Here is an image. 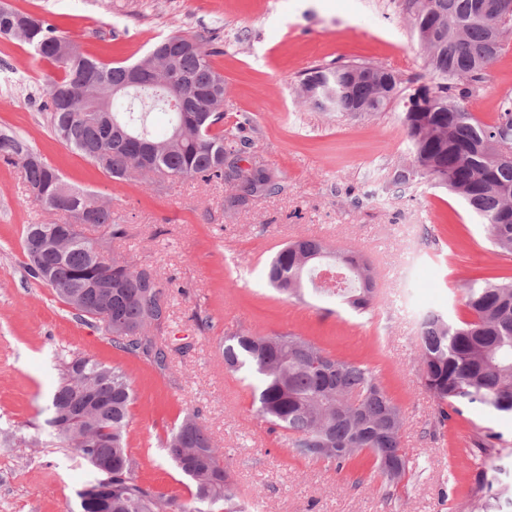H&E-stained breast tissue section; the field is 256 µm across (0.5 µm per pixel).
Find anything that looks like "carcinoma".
I'll use <instances>...</instances> for the list:
<instances>
[{
	"mask_svg": "<svg viewBox=\"0 0 512 512\" xmlns=\"http://www.w3.org/2000/svg\"><path fill=\"white\" fill-rule=\"evenodd\" d=\"M396 2L424 54L429 83L404 86L397 74L374 63L317 65L303 73L300 95L323 112L369 114L402 106L411 163L396 172L395 185L429 178L448 189L485 224L494 251L511 257L512 150L504 146H512V92L501 96L490 122L468 111L467 103L512 39V26L491 27L478 7L481 0ZM0 36L27 45L59 71L44 88L42 108L50 127L112 179L131 183L158 175L234 181L239 193L230 197L231 208L248 195L274 190L273 172L240 167L247 142L224 135L228 86L210 60L215 50L172 34L132 63L105 62L85 52L56 22L4 5ZM142 65L155 71L152 80L114 91ZM157 111L171 115L170 127L156 129ZM143 138L154 144L145 161ZM0 159L22 168L44 210L70 213L101 230L89 238L77 229L61 247L55 223L27 225L22 246L30 277L101 329L113 348L166 368L172 354L184 352L161 340L170 321L159 318L161 307L168 306L166 285L157 277L141 287L146 266L115 257L109 267L97 262L111 253L112 239L125 235L112 206L66 183L15 133H0ZM311 253L328 256L331 270L346 274L344 287L313 293L368 311L374 293L370 263L357 251L332 249L320 239L300 238L277 250L267 265L269 285L289 299L301 298L304 283L315 275L312 263L304 261ZM94 279L112 281V299L88 287ZM464 306L465 319L426 312L419 337L421 378L436 399L442 427L473 404L512 414V276L469 285ZM107 309L112 310L110 325L101 318ZM148 317L158 318V324L152 335L142 337L137 328ZM223 357L225 369L255 378L257 415L298 456L338 469L369 465L390 485L405 478V417L367 362L333 358L293 332H236L224 338ZM59 371L47 423L57 444L71 449L93 473L78 493L79 512H242L224 454L195 414L185 413L163 441L166 457L190 481L188 497L172 496L142 482L139 462L128 448L134 394L127 374L75 354L62 361ZM86 396L96 399L93 411L77 414L72 424L58 429L60 412Z\"/></svg>",
	"mask_w": 512,
	"mask_h": 512,
	"instance_id": "cac0c4a2",
	"label": "carcinoma"
}]
</instances>
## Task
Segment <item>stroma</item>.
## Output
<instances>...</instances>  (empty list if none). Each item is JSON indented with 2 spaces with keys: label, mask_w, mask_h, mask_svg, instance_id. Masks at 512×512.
<instances>
[{
  "label": "stroma",
  "mask_w": 512,
  "mask_h": 512,
  "mask_svg": "<svg viewBox=\"0 0 512 512\" xmlns=\"http://www.w3.org/2000/svg\"><path fill=\"white\" fill-rule=\"evenodd\" d=\"M45 16L104 61H132L178 33L217 49L229 86L224 130L250 141L243 168L278 176L280 189L232 208L229 182L113 180L52 133L40 89L55 70L19 41L0 38V129L24 137L64 179L112 203L127 234L112 251L168 281V343L187 345L166 370L115 350L29 276L21 237L28 224L69 223L33 201L19 167L0 161V512H73L91 470L51 445L48 405L58 359L72 353L120 367L135 393L128 445L142 478L182 496L187 479L164 459L168 430L195 412L230 464L246 512H466L477 479L512 512V415L470 405L436 432V402L420 381L415 318L464 315L466 280L511 275L480 220L423 178L393 182L411 160L401 109L370 117L303 103L298 77L317 64L370 62L404 84L428 83L411 26L390 0H7ZM512 89V47L494 64L469 109L482 119ZM315 236L364 254L377 297L363 314L305 293L273 292L264 275L284 244ZM293 332L333 356L366 361L402 408L410 471L399 486L356 470L296 457L255 413L242 375L224 368L225 336ZM501 441L474 453L477 433ZM39 445H30V438Z\"/></svg>",
  "instance_id": "obj_1"
}]
</instances>
